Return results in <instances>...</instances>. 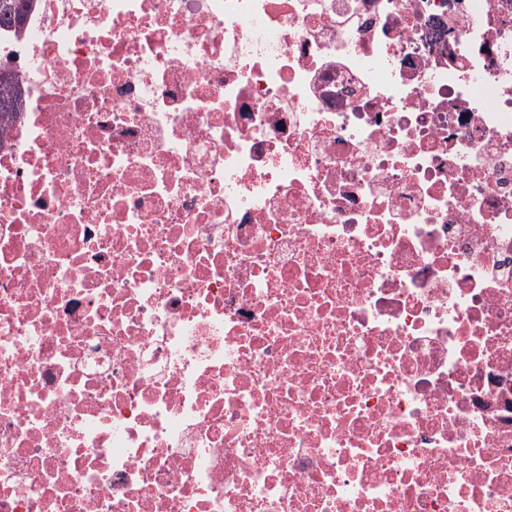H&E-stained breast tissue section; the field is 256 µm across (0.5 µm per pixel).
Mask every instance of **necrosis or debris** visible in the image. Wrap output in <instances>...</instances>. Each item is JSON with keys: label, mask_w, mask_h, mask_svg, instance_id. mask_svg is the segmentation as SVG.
Segmentation results:
<instances>
[{"label": "necrosis or debris", "mask_w": 512, "mask_h": 512, "mask_svg": "<svg viewBox=\"0 0 512 512\" xmlns=\"http://www.w3.org/2000/svg\"><path fill=\"white\" fill-rule=\"evenodd\" d=\"M1 64L0 512H512V0H34ZM22 89L12 69L0 67V124L6 130L22 111Z\"/></svg>", "instance_id": "obj_1"}]
</instances>
